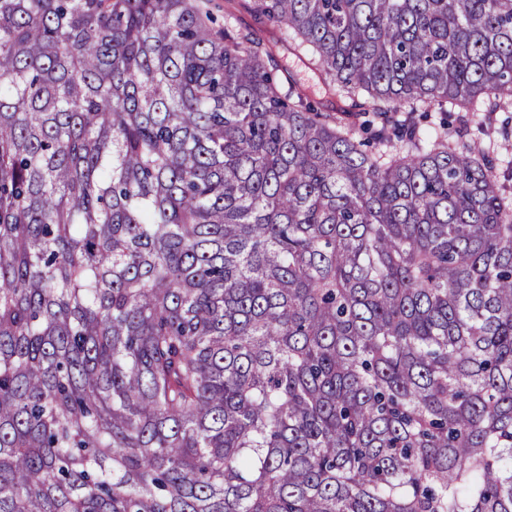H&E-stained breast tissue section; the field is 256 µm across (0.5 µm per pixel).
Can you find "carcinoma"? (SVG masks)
Returning <instances> with one entry per match:
<instances>
[{
  "instance_id": "carcinoma-1",
  "label": "carcinoma",
  "mask_w": 512,
  "mask_h": 512,
  "mask_svg": "<svg viewBox=\"0 0 512 512\" xmlns=\"http://www.w3.org/2000/svg\"><path fill=\"white\" fill-rule=\"evenodd\" d=\"M210 2L0 0V512H512V0ZM278 35L271 38L275 48V55L279 65L290 73L305 90L309 98L323 110H334L336 104L342 102L336 96V87L329 84L324 76L310 65L308 57L303 53H297L290 47L288 41L276 42ZM488 113L468 112L466 114V112H452V117L448 119V138L471 145L487 147L489 145L488 138L480 135L476 127H478L479 123L486 120L485 118L489 115ZM493 136L496 145L491 154L495 173L500 184H505L512 190V112H493L491 114ZM508 132V139L504 140L501 132Z\"/></svg>"
}]
</instances>
